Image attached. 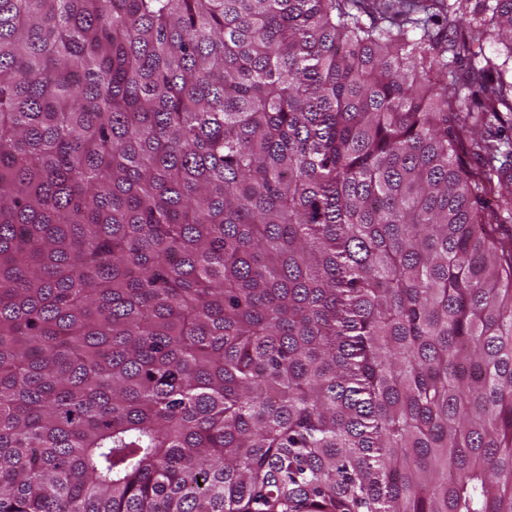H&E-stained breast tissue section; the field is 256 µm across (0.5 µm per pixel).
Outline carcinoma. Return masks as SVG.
I'll return each mask as SVG.
<instances>
[{
    "mask_svg": "<svg viewBox=\"0 0 512 512\" xmlns=\"http://www.w3.org/2000/svg\"><path fill=\"white\" fill-rule=\"evenodd\" d=\"M482 2L0 0V512H512Z\"/></svg>",
    "mask_w": 512,
    "mask_h": 512,
    "instance_id": "1",
    "label": "carcinoma"
}]
</instances>
